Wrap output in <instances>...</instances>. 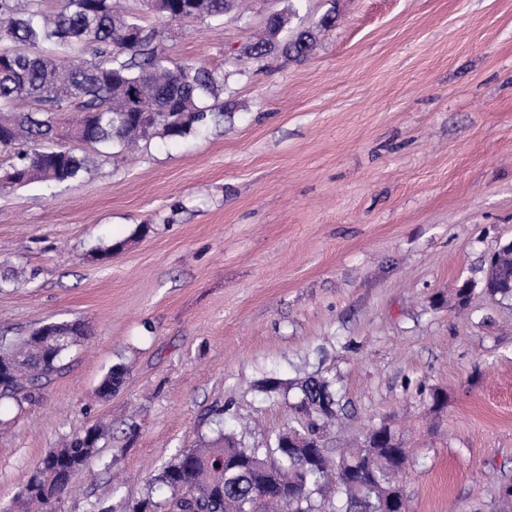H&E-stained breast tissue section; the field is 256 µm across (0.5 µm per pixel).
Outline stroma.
Listing matches in <instances>:
<instances>
[{
  "mask_svg": "<svg viewBox=\"0 0 512 512\" xmlns=\"http://www.w3.org/2000/svg\"><path fill=\"white\" fill-rule=\"evenodd\" d=\"M287 6L164 26L166 55L230 71L222 124L0 193V265L25 271L0 290V333L91 331L38 402L0 406V504L104 422L57 512H124L212 437L215 408L264 447L294 399L264 397L266 378L318 373L347 406L331 447L401 429L409 512H512V300L453 302L512 241V0H303L290 30L338 16L308 60L233 56Z\"/></svg>",
  "mask_w": 512,
  "mask_h": 512,
  "instance_id": "35a3bbf8",
  "label": "stroma"
}]
</instances>
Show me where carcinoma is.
Masks as SVG:
<instances>
[{"mask_svg":"<svg viewBox=\"0 0 512 512\" xmlns=\"http://www.w3.org/2000/svg\"><path fill=\"white\" fill-rule=\"evenodd\" d=\"M241 0H157L152 15L162 22L204 21L214 30L239 21ZM296 9L277 13L241 48L252 59L306 60L320 35L335 24L327 12L284 37ZM163 32L124 10L119 0H62L47 10L43 0H0V152L15 162L8 186L60 185L89 171L91 158L62 143L75 138L107 154L114 144L132 147L154 135L179 139L224 118L228 106H212L224 93L226 73L204 62H178L160 48ZM91 58H86V53ZM33 102L31 111L22 106ZM512 300V250L500 247L488 260L483 288L464 282L455 305L465 309L475 294ZM89 330L80 320L58 322L39 340H0V401L19 409L33 405L40 390L66 369L70 350ZM111 366L100 391L112 395L125 378ZM289 404L297 426L273 441L295 439L303 447L262 452L245 448L219 428L203 448H187L148 477L150 491L127 504V512H388V500L407 497L401 476L410 449L388 421L372 446L362 441L338 459L329 456L326 431L345 405L332 383L319 375L296 383ZM107 430L100 424L74 435L41 457L21 497L33 512H56L74 475L98 452Z\"/></svg>","mask_w":512,"mask_h":512,"instance_id":"cac0c4a2","label":"carcinoma"}]
</instances>
